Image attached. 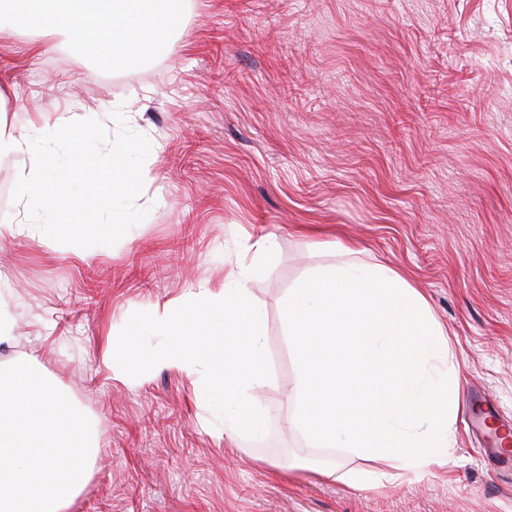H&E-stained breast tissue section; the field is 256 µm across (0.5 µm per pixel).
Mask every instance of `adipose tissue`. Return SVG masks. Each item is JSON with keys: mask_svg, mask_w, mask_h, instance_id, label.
Segmentation results:
<instances>
[{"mask_svg": "<svg viewBox=\"0 0 512 512\" xmlns=\"http://www.w3.org/2000/svg\"><path fill=\"white\" fill-rule=\"evenodd\" d=\"M17 23L43 30L61 27L78 42H89L113 55L130 51L137 42L165 44L174 31L170 0H15ZM42 130L31 126L22 136L0 132V154L18 157L22 174L18 197L52 213L61 206L51 177L53 164L41 148Z\"/></svg>", "mask_w": 512, "mask_h": 512, "instance_id": "1", "label": "adipose tissue"}]
</instances>
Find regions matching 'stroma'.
<instances>
[{
    "label": "stroma",
    "mask_w": 512,
    "mask_h": 512,
    "mask_svg": "<svg viewBox=\"0 0 512 512\" xmlns=\"http://www.w3.org/2000/svg\"><path fill=\"white\" fill-rule=\"evenodd\" d=\"M123 111L145 135L147 217L114 246L0 241L13 322L0 367L30 363L90 420L99 454L72 512H512V472L465 425L470 394L512 422V0H187L165 47L107 61L0 9V126L53 131ZM274 236L247 282L265 313L271 377L252 391L259 439H224L201 377L135 384L100 363L136 311L218 288ZM387 262L421 288L459 378L448 463L383 488L385 470L285 428L297 365L284 293L310 267ZM331 465L336 481L312 476Z\"/></svg>",
    "instance_id": "1"
}]
</instances>
